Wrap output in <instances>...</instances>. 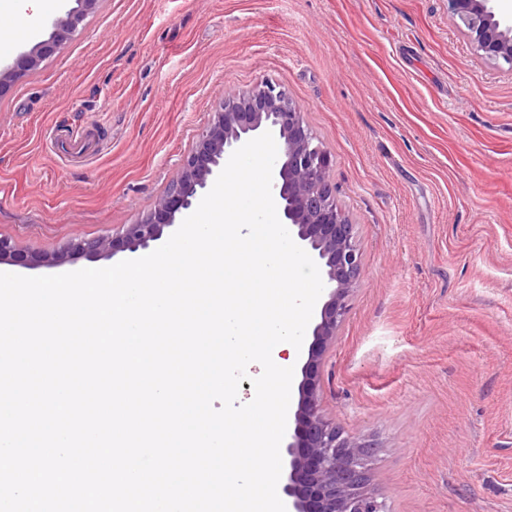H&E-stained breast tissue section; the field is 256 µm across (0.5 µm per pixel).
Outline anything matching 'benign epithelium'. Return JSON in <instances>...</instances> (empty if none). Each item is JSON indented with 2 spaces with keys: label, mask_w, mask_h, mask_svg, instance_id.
I'll return each mask as SVG.
<instances>
[{
  "label": "benign epithelium",
  "mask_w": 512,
  "mask_h": 512,
  "mask_svg": "<svg viewBox=\"0 0 512 512\" xmlns=\"http://www.w3.org/2000/svg\"><path fill=\"white\" fill-rule=\"evenodd\" d=\"M74 2L76 6L52 22L47 39L0 69V98L71 40L101 0ZM445 2L448 17L475 54L512 73V11L504 0ZM266 131L278 136L272 189L282 223L288 225L293 241L325 270L324 301L319 320L311 327L313 340L301 368L293 427L283 439L286 477L281 492L288 499L287 512H387L386 502L368 490L374 446L345 433L322 408L321 369L350 315L362 254L355 225L336 202L330 157L286 90L263 81L247 91L224 95L153 210L124 225L116 236L83 240L35 257L17 252L10 240L0 237V263L54 268L78 259L149 249L176 224V214L193 207L232 153Z\"/></svg>",
  "instance_id": "7a95c632"
}]
</instances>
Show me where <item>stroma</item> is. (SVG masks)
I'll use <instances>...</instances> for the list:
<instances>
[{
    "label": "stroma",
    "mask_w": 512,
    "mask_h": 512,
    "mask_svg": "<svg viewBox=\"0 0 512 512\" xmlns=\"http://www.w3.org/2000/svg\"><path fill=\"white\" fill-rule=\"evenodd\" d=\"M285 89L363 269L323 410L390 512H512V74L444 0H101L0 99V237L31 254L152 208L224 94ZM78 126L94 156L60 160Z\"/></svg>",
    "instance_id": "35a3bbf8"
}]
</instances>
